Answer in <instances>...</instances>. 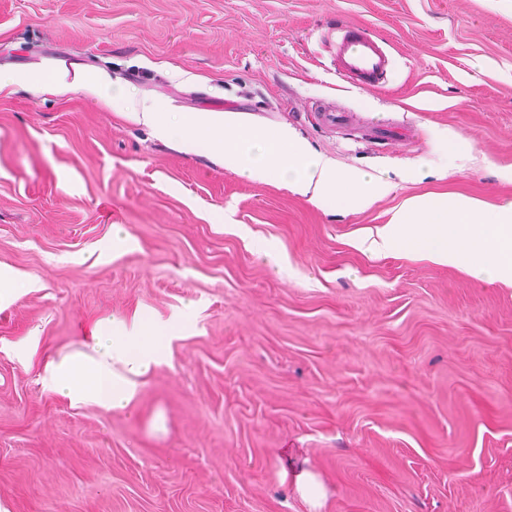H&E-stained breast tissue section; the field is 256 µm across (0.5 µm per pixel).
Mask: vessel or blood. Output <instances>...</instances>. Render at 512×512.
Listing matches in <instances>:
<instances>
[{
    "label": "vessel or blood",
    "instance_id": "vessel-or-blood-1",
    "mask_svg": "<svg viewBox=\"0 0 512 512\" xmlns=\"http://www.w3.org/2000/svg\"><path fill=\"white\" fill-rule=\"evenodd\" d=\"M336 70L361 90L378 88L389 66L378 42L360 26H348L336 46Z\"/></svg>",
    "mask_w": 512,
    "mask_h": 512
}]
</instances>
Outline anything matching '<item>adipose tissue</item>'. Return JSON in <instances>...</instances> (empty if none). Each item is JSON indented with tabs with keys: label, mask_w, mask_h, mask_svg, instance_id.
Wrapping results in <instances>:
<instances>
[{
	"label": "adipose tissue",
	"mask_w": 512,
	"mask_h": 512,
	"mask_svg": "<svg viewBox=\"0 0 512 512\" xmlns=\"http://www.w3.org/2000/svg\"><path fill=\"white\" fill-rule=\"evenodd\" d=\"M86 86L106 108L122 113L158 140L191 155L206 156L226 171L273 183L306 198L327 213H359L388 194L392 185L360 168L343 170L292 128L244 126L236 113L165 111L159 103L112 93L81 76L59 74L43 83L53 93L66 83ZM372 253L404 251L441 266H461L489 281L512 282V202L488 206L464 194L408 198L387 224L359 239ZM195 315L185 304L161 319L144 309L97 320L83 332L80 349L47 358L39 381L45 391L74 407L124 412L140 393L145 376L165 363L169 343Z\"/></svg>",
	"instance_id": "ef3b65f1"
}]
</instances>
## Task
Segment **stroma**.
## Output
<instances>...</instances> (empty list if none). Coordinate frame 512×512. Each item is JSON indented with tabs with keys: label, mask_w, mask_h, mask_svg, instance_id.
Returning <instances> with one entry per match:
<instances>
[{
	"label": "stroma",
	"mask_w": 512,
	"mask_h": 512,
	"mask_svg": "<svg viewBox=\"0 0 512 512\" xmlns=\"http://www.w3.org/2000/svg\"><path fill=\"white\" fill-rule=\"evenodd\" d=\"M391 59L380 88L333 71L341 27ZM0 503L11 512H512V286L357 236L407 198L512 201V0H0ZM294 128L392 182L367 211L181 152L83 90ZM359 127L413 128L378 149ZM461 136L458 154L445 139ZM122 225L131 247L108 244ZM286 251L287 270L261 254ZM196 315L122 413L43 390L82 325L141 307ZM40 342L24 356L17 342ZM307 457L319 506L280 473ZM32 288L23 276L9 270L0 269V304H11L20 300Z\"/></svg>",
	"instance_id": "1"
}]
</instances>
